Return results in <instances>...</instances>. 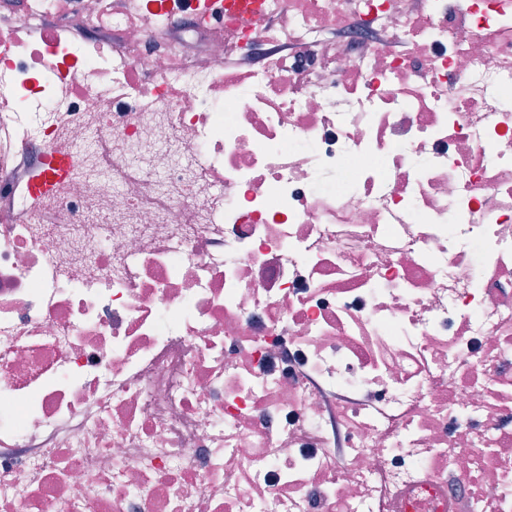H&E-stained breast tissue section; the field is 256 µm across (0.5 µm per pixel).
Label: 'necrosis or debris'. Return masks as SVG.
Returning a JSON list of instances; mask_svg holds the SVG:
<instances>
[{
    "instance_id": "1",
    "label": "necrosis or debris",
    "mask_w": 512,
    "mask_h": 512,
    "mask_svg": "<svg viewBox=\"0 0 512 512\" xmlns=\"http://www.w3.org/2000/svg\"><path fill=\"white\" fill-rule=\"evenodd\" d=\"M0 0V512H512V4ZM194 13L203 22L220 24L225 14L236 13L240 22L247 26H256L264 22L263 14L251 10L247 0H196Z\"/></svg>"
}]
</instances>
